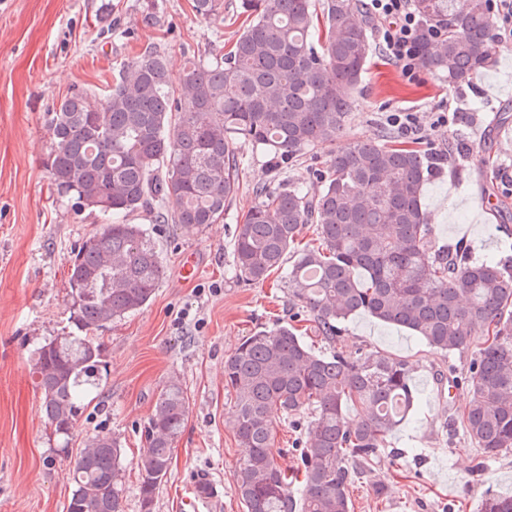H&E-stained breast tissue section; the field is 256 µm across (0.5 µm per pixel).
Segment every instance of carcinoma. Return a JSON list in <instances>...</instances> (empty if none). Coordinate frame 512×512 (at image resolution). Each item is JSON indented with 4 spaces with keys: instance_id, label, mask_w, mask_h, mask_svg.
Masks as SVG:
<instances>
[{
    "instance_id": "obj_1",
    "label": "carcinoma",
    "mask_w": 512,
    "mask_h": 512,
    "mask_svg": "<svg viewBox=\"0 0 512 512\" xmlns=\"http://www.w3.org/2000/svg\"><path fill=\"white\" fill-rule=\"evenodd\" d=\"M413 6L423 21L420 57L439 79L458 88L493 67L486 0H468L464 10L457 0ZM223 8V0H192L206 19ZM238 8L250 22L231 50L188 56L179 89L164 52L148 47L105 93L74 90L48 119L44 168L52 184L102 221L69 260L73 330L33 353L44 418L64 449L100 379L104 348L90 333L147 305L165 276L154 237L134 217L216 224L237 198V140L250 141L280 175L309 148L334 140L352 112L373 52L359 0H240ZM436 23L445 28L438 42L429 36ZM311 175L256 187L233 243L236 277L256 285L281 273L306 315L303 330L332 345L315 351L292 318L244 337L224 360L242 448L235 493L246 512H351L358 467L418 405L407 360L341 346L344 322L360 311L445 354L469 347L482 329L462 382L471 393L463 424L485 457L512 448V259L474 261L464 242L433 248L422 199L438 167L419 149L357 141ZM307 224L315 237L301 246ZM350 406L359 407L353 425L345 420ZM275 409L295 429L309 417L306 437L295 441V471L274 451ZM187 414L183 388L170 383L145 429L140 512L154 510ZM121 455L111 433L87 437L67 512H123ZM482 512H512V497L492 495Z\"/></svg>"
}]
</instances>
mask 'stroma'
Here are the masks:
<instances>
[{
    "mask_svg": "<svg viewBox=\"0 0 512 512\" xmlns=\"http://www.w3.org/2000/svg\"><path fill=\"white\" fill-rule=\"evenodd\" d=\"M220 17L205 20L191 0H0V512H66L74 461L89 435L103 430L123 446L124 512H140L139 470L144 428L169 381L187 397L188 415L154 512H245L235 493L242 457L232 429L234 400L224 387V360L244 336L288 320L279 274L248 285L234 274L238 216L254 187L277 186L266 156L238 141L240 190L223 222L202 228L137 218L157 240L167 275L143 309L99 329L106 367L99 396L84 409L67 452L41 412L31 354L68 325L67 268L78 247L100 229L90 212L73 213L43 166L50 145L47 115L72 88L103 92L114 72L145 48L160 47L173 76L191 53L231 45L242 33L238 0H223ZM491 70L475 74L468 100L481 107L447 132L417 140L442 157V172L424 190L423 206L438 247L459 242L475 255L512 256V45L489 42ZM457 89L429 69L415 79L374 53L354 94L348 122L335 141L316 145L288 169L292 181L355 141H404L386 118L455 100ZM506 199L509 210L496 204ZM195 256L200 274L184 283L181 267ZM343 348L403 357L413 365L421 403L409 423L350 487L352 512H482L486 494L512 495V449L482 458L461 419L466 389L449 393L442 379L464 377L473 348L441 354L411 332L359 314L346 322ZM216 492L192 495L197 473Z\"/></svg>",
    "mask_w": 512,
    "mask_h": 512,
    "instance_id": "obj_1",
    "label": "stroma"
}]
</instances>
